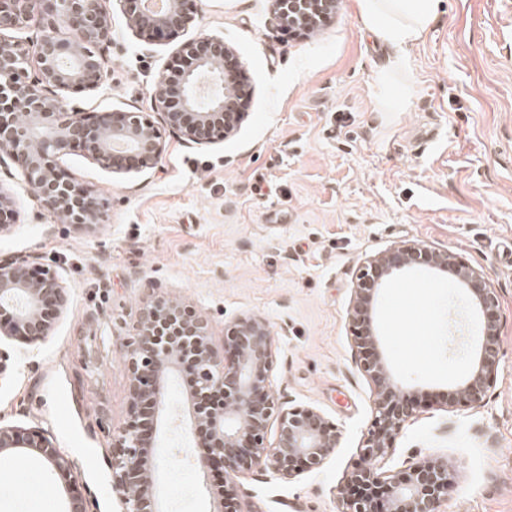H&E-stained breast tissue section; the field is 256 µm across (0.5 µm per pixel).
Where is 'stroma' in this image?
Returning a JSON list of instances; mask_svg holds the SVG:
<instances>
[{
	"label": "stroma",
	"mask_w": 512,
	"mask_h": 512,
	"mask_svg": "<svg viewBox=\"0 0 512 512\" xmlns=\"http://www.w3.org/2000/svg\"><path fill=\"white\" fill-rule=\"evenodd\" d=\"M191 10L189 27L162 40L113 13L106 83L66 100L85 115L159 121L154 96L180 46L219 36L247 92L235 136L201 147L161 127L151 174H114L81 151L64 157L76 187L100 202L101 223L83 227L45 208L17 161L0 165L15 212L0 257H36L67 296L45 339L0 330L11 355L0 424L42 431L88 512H121L108 460L130 419L125 344L142 307L158 295L191 306L219 355L225 325L258 315L273 339L272 393L319 409L339 443L320 470L290 480L245 474L239 508L344 512L373 399L348 328L354 273L366 255L416 241L483 268L499 298V362L480 405L437 408L470 370L477 314L451 277H392L378 303L379 348L423 411L382 466L446 458L442 512H512V0H440L399 67L356 0H339L333 21L307 35L283 31L271 0H193ZM167 389L147 456L158 508L222 512L224 475L199 465L188 374ZM67 485L37 460L0 457V512H64Z\"/></svg>",
	"instance_id": "stroma-1"
}]
</instances>
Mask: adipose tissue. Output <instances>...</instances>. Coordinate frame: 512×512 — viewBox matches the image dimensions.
Returning a JSON list of instances; mask_svg holds the SVG:
<instances>
[{
  "label": "adipose tissue",
  "mask_w": 512,
  "mask_h": 512,
  "mask_svg": "<svg viewBox=\"0 0 512 512\" xmlns=\"http://www.w3.org/2000/svg\"><path fill=\"white\" fill-rule=\"evenodd\" d=\"M439 4L440 0H357L365 28L392 47L399 60L435 21Z\"/></svg>",
  "instance_id": "adipose-tissue-1"
}]
</instances>
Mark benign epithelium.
Instances as JSON below:
<instances>
[{
  "instance_id": "obj_1",
  "label": "benign epithelium",
  "mask_w": 512,
  "mask_h": 512,
  "mask_svg": "<svg viewBox=\"0 0 512 512\" xmlns=\"http://www.w3.org/2000/svg\"><path fill=\"white\" fill-rule=\"evenodd\" d=\"M105 0H0V36L35 25L41 35L29 42L0 44V158L22 162L31 191L67 224H98L99 203L75 188L58 166L80 148L114 173H151L164 152L158 128L140 112L83 116L68 107L65 91H95L107 77L103 51L112 44V21ZM127 25L146 38L162 39L193 21L192 0H167L149 14L145 0H114ZM337 0H273L277 18L299 32L331 21ZM66 30L67 36L60 35ZM36 62L37 73L26 76ZM154 100L164 124L188 141L209 146L233 136L245 113L244 89L236 80L232 49L224 39L198 37L181 46ZM449 273L467 291L481 315L482 338L475 364L455 391L438 403L449 411L460 403L479 405L499 361L498 296L480 267L447 249L403 241L366 256L360 263L348 309L356 365L373 386V421L362 444L364 464L348 475L345 512H440L452 469L440 458L425 459L387 475L380 463L420 405L397 390L378 352L374 322L380 293L397 272ZM66 304L64 288L28 256L0 258V319L26 343L44 339ZM208 323L186 306L158 300L141 312L126 350L130 373L131 420L112 438V487L122 512H159L152 477L144 468L156 414L164 407V378L185 370L193 378L201 462L224 470V505L235 508L239 479L246 471L269 470L292 479L323 466L339 440L336 426L313 407H290L269 391L274 365L272 336L260 317L245 315L225 328L231 365L213 353ZM273 443H267L271 424ZM0 454L35 456L64 473L66 461L42 434L0 425Z\"/></svg>"
}]
</instances>
